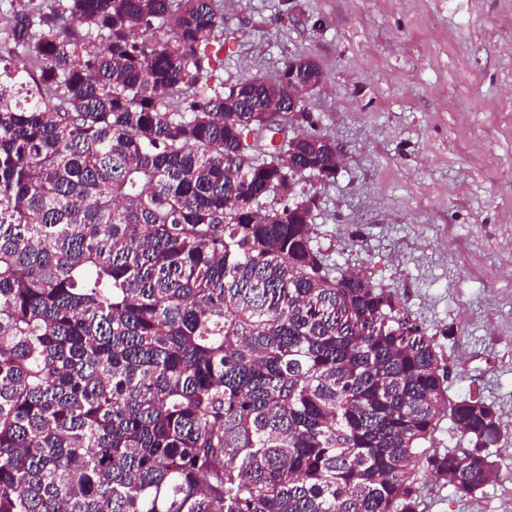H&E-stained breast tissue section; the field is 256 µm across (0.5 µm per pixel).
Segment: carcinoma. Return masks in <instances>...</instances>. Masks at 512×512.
Instances as JSON below:
<instances>
[{"mask_svg": "<svg viewBox=\"0 0 512 512\" xmlns=\"http://www.w3.org/2000/svg\"><path fill=\"white\" fill-rule=\"evenodd\" d=\"M224 0H24L0 56V512H420L494 481L501 417L313 245L336 142H260ZM468 442L432 453L439 416Z\"/></svg>", "mask_w": 512, "mask_h": 512, "instance_id": "cac0c4a2", "label": "carcinoma"}]
</instances>
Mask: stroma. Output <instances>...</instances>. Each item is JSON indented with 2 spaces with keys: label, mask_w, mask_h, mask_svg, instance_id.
<instances>
[{
  "label": "stroma",
  "mask_w": 512,
  "mask_h": 512,
  "mask_svg": "<svg viewBox=\"0 0 512 512\" xmlns=\"http://www.w3.org/2000/svg\"><path fill=\"white\" fill-rule=\"evenodd\" d=\"M295 56L324 82L309 119L344 150L315 197V245L396 291L435 333L448 398L500 413L499 477L472 496L420 473V512H512V0H224V83Z\"/></svg>",
  "instance_id": "obj_1"
}]
</instances>
